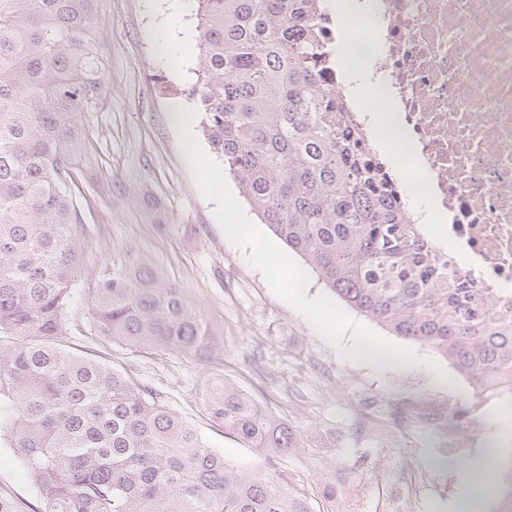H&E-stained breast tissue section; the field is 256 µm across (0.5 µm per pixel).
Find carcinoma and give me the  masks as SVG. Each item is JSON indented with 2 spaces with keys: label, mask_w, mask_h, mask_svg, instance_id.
<instances>
[{
  "label": "carcinoma",
  "mask_w": 512,
  "mask_h": 512,
  "mask_svg": "<svg viewBox=\"0 0 512 512\" xmlns=\"http://www.w3.org/2000/svg\"><path fill=\"white\" fill-rule=\"evenodd\" d=\"M97 2L0 0V438L20 449L44 512H314L268 471L296 430L252 395L225 383L205 397L263 456L242 470L140 384L58 346L84 269L85 114L105 92ZM199 8L186 97L252 210L350 307L437 350L475 393L512 392V318L411 222L337 117L320 0ZM89 293L94 335L212 358L216 325L139 253L113 251Z\"/></svg>",
  "instance_id": "1"
}]
</instances>
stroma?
<instances>
[{
  "instance_id": "1",
  "label": "stroma",
  "mask_w": 512,
  "mask_h": 512,
  "mask_svg": "<svg viewBox=\"0 0 512 512\" xmlns=\"http://www.w3.org/2000/svg\"><path fill=\"white\" fill-rule=\"evenodd\" d=\"M197 0H100L96 45L108 61L105 92L85 126L96 162L85 170L95 190L84 212L86 267L98 274L118 248L160 267L201 304L220 329L214 357L201 362L169 351L138 353L92 336L88 283L69 298L67 350L111 365L150 387L203 440L241 469L259 462L250 448L211 421L201 396L219 377L254 395L299 430L298 448L276 472L305 492L315 512L328 507L323 488L336 484L335 512H450L460 487L455 466L484 448L500 450L495 471L512 486V439H499L489 417L512 394L475 395L467 377L441 354L409 344L357 311L342 338L362 326L395 346H412L426 364L378 372L342 358L295 310L278 299L246 253L214 217L189 168L170 106L195 82L199 49L181 52L180 29L198 36ZM166 229H159L155 216ZM450 374L438 385L435 371ZM451 411L430 421L425 409ZM480 431H473V421ZM0 512H42V501L19 449L0 444Z\"/></svg>"
}]
</instances>
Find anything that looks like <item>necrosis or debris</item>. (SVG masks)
Segmentation results:
<instances>
[{"mask_svg": "<svg viewBox=\"0 0 512 512\" xmlns=\"http://www.w3.org/2000/svg\"><path fill=\"white\" fill-rule=\"evenodd\" d=\"M385 103L336 95L398 198L424 187L475 287L512 288V0H360ZM400 135L381 149L378 131Z\"/></svg>", "mask_w": 512, "mask_h": 512, "instance_id": "obj_1", "label": "necrosis or debris"}]
</instances>
